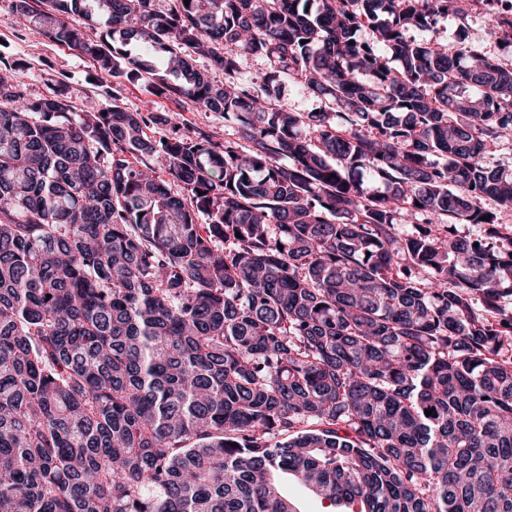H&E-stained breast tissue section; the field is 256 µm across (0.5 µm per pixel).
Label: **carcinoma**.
Here are the masks:
<instances>
[{
    "instance_id": "1",
    "label": "carcinoma",
    "mask_w": 512,
    "mask_h": 512,
    "mask_svg": "<svg viewBox=\"0 0 512 512\" xmlns=\"http://www.w3.org/2000/svg\"><path fill=\"white\" fill-rule=\"evenodd\" d=\"M47 2L9 8L237 128L153 140L164 115L0 75V512H298L279 472L356 512H512V172L484 163L512 63L408 34L486 0ZM281 102L285 107L298 112H309L319 107V103L315 98L304 95L301 91L289 84H286Z\"/></svg>"
}]
</instances>
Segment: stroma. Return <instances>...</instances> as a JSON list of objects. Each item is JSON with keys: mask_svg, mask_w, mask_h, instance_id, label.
Here are the masks:
<instances>
[{"mask_svg": "<svg viewBox=\"0 0 512 512\" xmlns=\"http://www.w3.org/2000/svg\"><path fill=\"white\" fill-rule=\"evenodd\" d=\"M463 33L471 42L491 48L496 45L495 34L487 17L476 10L470 12L466 22L461 23L451 17L442 18L433 28L416 29L412 35L419 39L433 37L453 44ZM0 70L15 71L23 97L27 100L59 88L70 95L74 110L78 113L90 105L106 110L115 104L126 111L146 115L168 113L169 124L148 126L147 133L154 139L176 128L187 135L203 131L220 142L234 127L233 122L225 120L223 114L156 96L144 83L101 77L90 58L51 40L37 28L17 24L9 10L8 0H0Z\"/></svg>", "mask_w": 512, "mask_h": 512, "instance_id": "obj_1", "label": "stroma"}]
</instances>
